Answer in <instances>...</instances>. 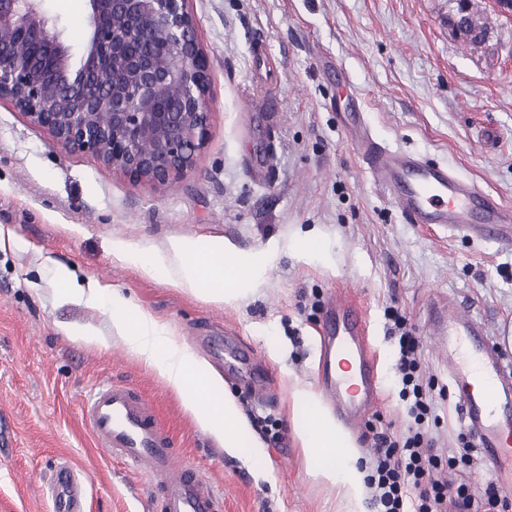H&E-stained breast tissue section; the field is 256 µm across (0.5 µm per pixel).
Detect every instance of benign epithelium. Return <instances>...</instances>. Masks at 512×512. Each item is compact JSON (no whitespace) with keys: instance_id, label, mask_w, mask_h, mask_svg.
I'll use <instances>...</instances> for the list:
<instances>
[{"instance_id":"benign-epithelium-1","label":"benign epithelium","mask_w":512,"mask_h":512,"mask_svg":"<svg viewBox=\"0 0 512 512\" xmlns=\"http://www.w3.org/2000/svg\"><path fill=\"white\" fill-rule=\"evenodd\" d=\"M87 2L91 38L76 63L40 0H0V30L39 52V59H25L0 42V101L70 150L134 181L167 187L192 169L209 138V60L195 20L186 0ZM158 27L169 35L160 47L169 58L164 70L150 54H126L132 40L149 42ZM172 82L183 88L176 104L165 97ZM144 143L151 152H140Z\"/></svg>"}]
</instances>
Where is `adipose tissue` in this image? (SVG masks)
Returning a JSON list of instances; mask_svg holds the SVG:
<instances>
[{
    "label": "adipose tissue",
    "instance_id": "obj_1",
    "mask_svg": "<svg viewBox=\"0 0 512 512\" xmlns=\"http://www.w3.org/2000/svg\"><path fill=\"white\" fill-rule=\"evenodd\" d=\"M116 255L147 278L154 277L167 259H175L177 267L171 285L188 289L216 305L232 303L251 289L250 268L234 251L221 245L202 247L189 240H176L160 255L130 246L118 247ZM87 298L107 300L112 307L114 329L132 354L178 393L198 424L214 432L226 450L239 448L247 422L238 403L208 365L175 340L169 325L107 285L93 283ZM292 395L307 409V419L297 437L306 457L316 463L317 476L338 488L347 512H362L366 470L353 438L336 423L313 390L297 384Z\"/></svg>",
    "mask_w": 512,
    "mask_h": 512
}]
</instances>
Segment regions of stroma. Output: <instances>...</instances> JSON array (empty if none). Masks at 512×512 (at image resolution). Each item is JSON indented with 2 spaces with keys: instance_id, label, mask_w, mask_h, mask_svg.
<instances>
[{
  "instance_id": "1",
  "label": "stroma",
  "mask_w": 512,
  "mask_h": 512,
  "mask_svg": "<svg viewBox=\"0 0 512 512\" xmlns=\"http://www.w3.org/2000/svg\"><path fill=\"white\" fill-rule=\"evenodd\" d=\"M487 41L472 46L448 24L457 0H189L210 59L209 139L182 179L159 189L97 157L72 152L0 101V512H54L46 478L71 462L89 512H156L152 482L97 448L81 416L99 385L124 381L157 406L181 455L224 496L222 512H344L335 487L316 477L294 424L304 412L290 386H317L319 330L332 294L353 296L378 359L381 400L372 419L391 432L412 422L396 362L401 311L419 340L421 375L433 382L440 451L461 429L448 357L433 320L455 305L484 321L512 354V246L412 224L358 156L351 108L373 137L447 166L512 207V17L473 0ZM73 52L87 31L86 0H43ZM321 250L304 258L301 237ZM222 242L243 258L271 256L256 289L229 305L203 301L119 262L117 246L161 253L171 239ZM73 287L111 285L167 322L224 378L249 425L236 453L200 428L178 394L139 362L112 326V309L64 299L56 267ZM83 327L87 345L68 336ZM248 348L277 400L258 402L221 368L209 338ZM282 430L270 441L266 424ZM260 441L253 452L251 441Z\"/></svg>"
}]
</instances>
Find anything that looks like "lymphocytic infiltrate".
Returning a JSON list of instances; mask_svg holds the SVG:
<instances>
[{"label": "lymphocytic infiltrate", "mask_w": 512, "mask_h": 512, "mask_svg": "<svg viewBox=\"0 0 512 512\" xmlns=\"http://www.w3.org/2000/svg\"><path fill=\"white\" fill-rule=\"evenodd\" d=\"M419 343L415 337L399 338L398 371L403 396L412 404L414 424L401 437L374 433V454L367 483L379 512H512V499L495 487L483 494L470 492L467 484L450 485L440 479L443 467L469 464L473 443L467 433L457 435V447L443 455L431 446L425 424L433 416L432 396L420 382Z\"/></svg>", "instance_id": "f902f5d3"}]
</instances>
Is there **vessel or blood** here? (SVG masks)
Masks as SVG:
<instances>
[{"label":"vessel or blood","instance_id":"b4317fda","mask_svg":"<svg viewBox=\"0 0 512 512\" xmlns=\"http://www.w3.org/2000/svg\"><path fill=\"white\" fill-rule=\"evenodd\" d=\"M357 150L413 224H438L512 245V209L448 169L419 155L391 151L360 134ZM362 309L339 295L327 305L320 337L318 382L328 402L350 427L360 428L379 402L376 356L365 341ZM448 351V377L456 392L463 429L483 459L512 487V363L487 325L452 308L438 328ZM83 418L98 447L154 480L160 512H217L219 495L192 464L181 459L153 402L123 381L99 386L83 403ZM55 512H85L84 489L70 464L51 474Z\"/></svg>","mask_w":512,"mask_h":512}]
</instances>
